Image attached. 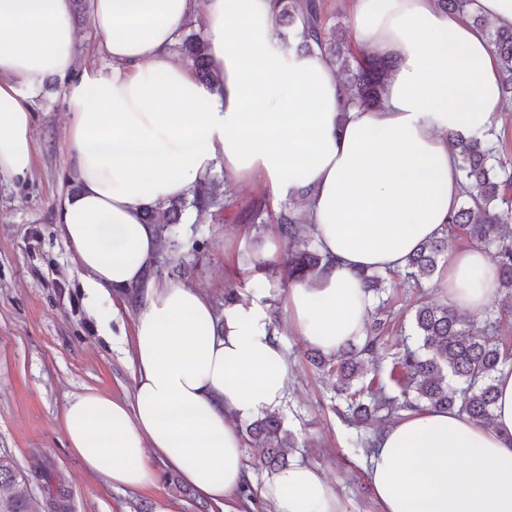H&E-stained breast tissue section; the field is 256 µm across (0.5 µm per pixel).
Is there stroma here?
Segmentation results:
<instances>
[{
	"mask_svg": "<svg viewBox=\"0 0 512 512\" xmlns=\"http://www.w3.org/2000/svg\"><path fill=\"white\" fill-rule=\"evenodd\" d=\"M79 68L107 58L89 11L76 12ZM68 82L48 77L34 105L36 145L32 175L0 183V454L14 459L33 482L40 512L50 493L63 488L68 512H213L194 488L174 493L155 464L156 477L138 490L117 489L87 471L68 447L60 416L70 394L93 388L124 402L133 400L130 333L135 307L125 295L112 304H91L77 275L74 253L55 222L59 197L68 191L66 91ZM256 230L235 218L205 220L179 251L162 247L170 266L163 279L191 284L214 305L224 288L243 299L261 296L281 345L293 364L288 393L277 411L286 429L309 449L293 462L319 468L332 483L340 512H378L368 483L359 429L338 417L330 384L309 364L305 345L289 325L288 288L279 273L243 279L252 265ZM120 318H113V309Z\"/></svg>",
	"mask_w": 512,
	"mask_h": 512,
	"instance_id": "35a3bbf8",
	"label": "stroma"
}]
</instances>
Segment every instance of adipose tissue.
I'll list each match as a JSON object with an SVG mask.
<instances>
[{"instance_id": "ef3b65f1", "label": "adipose tissue", "mask_w": 512, "mask_h": 512, "mask_svg": "<svg viewBox=\"0 0 512 512\" xmlns=\"http://www.w3.org/2000/svg\"><path fill=\"white\" fill-rule=\"evenodd\" d=\"M107 64L78 70L71 0H0V177L35 160L34 102L47 77L79 72L66 92L69 181L57 222L91 301L138 287L132 403L88 388L61 415L69 448L116 488L174 468L217 512H239L250 473L236 422L288 391L292 364L260 299L216 311L198 288L145 279L160 240L148 207L185 196L222 168L280 199L310 187L302 209L330 262L288 285L286 313L326 353L362 340L374 307L361 272L400 271L440 236L461 199L448 131L489 132L502 110L487 38L437 0H350L356 42L395 62L381 104H347L317 50L284 54L274 0H89ZM201 17L219 87L171 49ZM497 286L483 248L451 255L449 303L481 313ZM495 423L452 410L409 413L367 458L380 512H512V367L496 376ZM274 512H339L314 466L293 464L261 491Z\"/></svg>"}]
</instances>
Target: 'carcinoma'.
<instances>
[{
  "mask_svg": "<svg viewBox=\"0 0 512 512\" xmlns=\"http://www.w3.org/2000/svg\"><path fill=\"white\" fill-rule=\"evenodd\" d=\"M275 36L283 47L298 52L318 47L347 75L343 87L352 105L376 107L380 90L391 72L392 63L375 56L352 41L336 35L329 24L322 0H277ZM450 12L467 14L473 24L485 30L491 52L501 73V93L512 94V28L485 27L474 11V0H437ZM183 56L196 69L199 79L212 86L216 75L203 37L192 34L181 45ZM448 144L458 150V169L464 184V201L444 226L443 234L422 242L407 257L404 278L417 289L411 331L416 347H406L394 356L393 371L399 394L390 396L369 375L368 365L389 341L391 314L380 304L365 327L361 342H351L334 354L318 349L311 360L323 374L335 378L336 411L358 428L375 427L400 413L446 410L457 407L473 420L490 427L494 423L495 378L503 367L512 365V346L497 337L503 318L478 324L471 317L441 301L424 299L422 281L439 272V262L448 253V240L494 249L498 266V287L508 299L507 317L512 320V161L501 158L490 134L460 140L448 132ZM231 200L217 190L215 180L206 178L193 199L178 198L160 209L145 212L144 221L155 226L159 236L178 247V224L192 207L197 214L225 211ZM250 223L273 225L279 239L287 244L283 256L282 279L304 280L323 264L324 256L306 232L304 212L284 203L279 210L253 204L247 208ZM367 292L384 290L385 278L378 272H364ZM245 437L261 447L252 465L275 474L290 465L291 435L285 433L281 418L268 412L249 423ZM0 512H39L32 482L16 466L13 458L0 455Z\"/></svg>",
  "mask_w": 512,
  "mask_h": 512,
  "instance_id": "cac0c4a2",
  "label": "carcinoma"
}]
</instances>
